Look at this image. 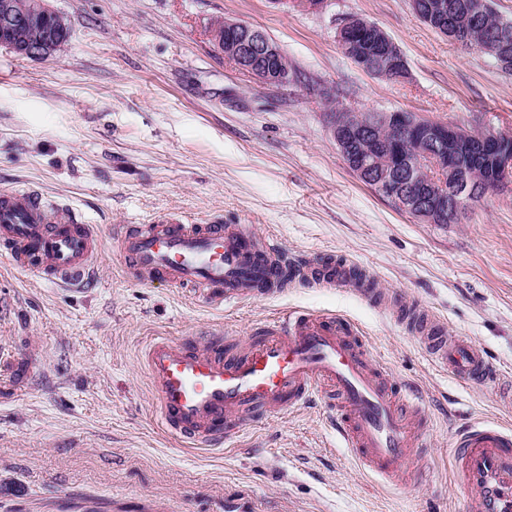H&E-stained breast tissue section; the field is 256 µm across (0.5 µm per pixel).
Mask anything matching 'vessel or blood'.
<instances>
[{"mask_svg":"<svg viewBox=\"0 0 512 512\" xmlns=\"http://www.w3.org/2000/svg\"><path fill=\"white\" fill-rule=\"evenodd\" d=\"M116 240L131 277L203 289L217 306L262 297L298 279L348 288L367 300L383 296L356 265H299L285 259L278 244L256 247L236 225L167 217L124 226ZM0 242L9 245L16 269L67 286L87 283L101 247L93 225L62 216L28 190L0 192ZM407 318L438 368L472 385L491 376L475 342L448 336L430 314L415 310ZM142 364L155 389L160 428L185 447L223 446L236 438L248 411L292 408L325 389L336 401L333 428L369 474L402 485L419 446L417 393L395 386L371 360L358 328L332 315L289 312L237 355L225 354L215 337L201 347L154 336ZM452 465L455 482L472 495L470 512H512L511 424L466 425L456 437Z\"/></svg>","mask_w":512,"mask_h":512,"instance_id":"vessel-or-blood-1","label":"vessel or blood"}]
</instances>
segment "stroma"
Here are the masks:
<instances>
[{
	"mask_svg": "<svg viewBox=\"0 0 512 512\" xmlns=\"http://www.w3.org/2000/svg\"><path fill=\"white\" fill-rule=\"evenodd\" d=\"M70 28L45 60L0 47V190L33 189L95 225L103 248L83 291L15 270L0 242V512H468L449 451L472 422L512 419L496 380L465 386L434 369L404 324L339 287L217 307L199 289L128 277L113 230L175 215L275 240L291 261L341 258L394 298L431 312L512 374V181L459 224L397 210L344 163L331 106L406 111L512 135V74L419 20L411 0H48ZM375 22L406 79L361 70L336 41L343 17ZM274 39L298 79L259 83L211 42L209 19ZM359 326L395 384L417 387L428 453L409 485L378 482L328 424L325 396L256 411L236 442L186 450L157 421L140 363L146 340L239 351L290 311Z\"/></svg>",
	"mask_w": 512,
	"mask_h": 512,
	"instance_id": "35a3bbf8",
	"label": "stroma"
}]
</instances>
